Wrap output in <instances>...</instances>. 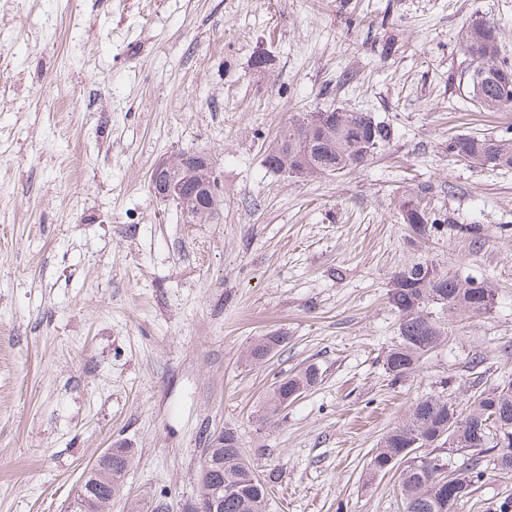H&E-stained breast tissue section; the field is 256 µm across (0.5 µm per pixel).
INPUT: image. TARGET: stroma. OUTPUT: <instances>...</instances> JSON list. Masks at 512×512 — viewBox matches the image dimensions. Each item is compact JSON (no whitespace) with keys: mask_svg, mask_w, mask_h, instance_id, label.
I'll use <instances>...</instances> for the list:
<instances>
[{"mask_svg":"<svg viewBox=\"0 0 512 512\" xmlns=\"http://www.w3.org/2000/svg\"><path fill=\"white\" fill-rule=\"evenodd\" d=\"M475 17L512 57V0H0V512H66L116 442L135 455L109 512H181L227 427L267 512H404L397 472L369 477L372 449L416 399L512 373V171L445 150L512 135V112L459 84ZM337 106L393 140L312 180L264 165L291 115ZM186 151L214 162L222 205L203 224L148 184ZM407 196L482 240L411 244ZM422 255L491 282L494 304L453 315L394 382L391 276ZM267 334L286 341L246 364ZM310 365L318 384L264 421L273 384ZM507 496L512 473L455 512Z\"/></svg>","mask_w":512,"mask_h":512,"instance_id":"stroma-1","label":"stroma"}]
</instances>
